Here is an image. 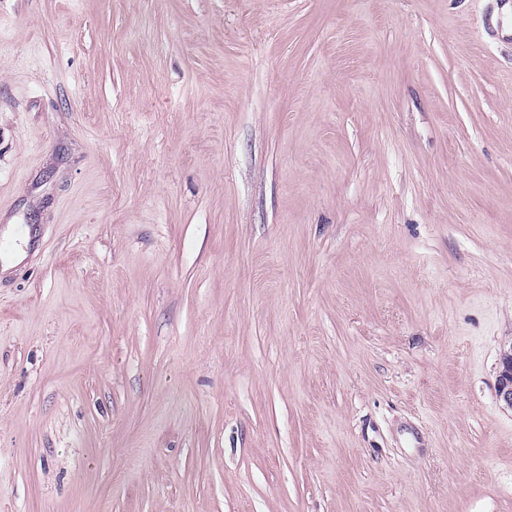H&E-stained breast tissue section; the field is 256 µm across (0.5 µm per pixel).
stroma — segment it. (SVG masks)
<instances>
[{
    "label": "stroma",
    "mask_w": 512,
    "mask_h": 512,
    "mask_svg": "<svg viewBox=\"0 0 512 512\" xmlns=\"http://www.w3.org/2000/svg\"><path fill=\"white\" fill-rule=\"evenodd\" d=\"M507 0H0V512H512ZM496 394L499 401L512 409V348L504 351L497 377Z\"/></svg>",
    "instance_id": "stroma-1"
}]
</instances>
